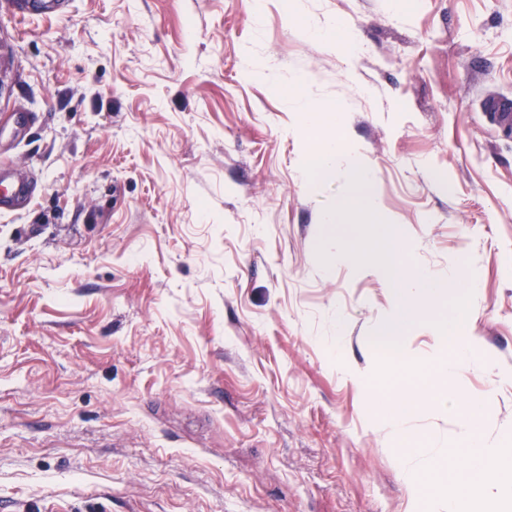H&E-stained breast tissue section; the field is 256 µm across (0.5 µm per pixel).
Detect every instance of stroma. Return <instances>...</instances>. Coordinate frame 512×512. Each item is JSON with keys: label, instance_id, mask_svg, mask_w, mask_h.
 Here are the masks:
<instances>
[{"label": "stroma", "instance_id": "1", "mask_svg": "<svg viewBox=\"0 0 512 512\" xmlns=\"http://www.w3.org/2000/svg\"><path fill=\"white\" fill-rule=\"evenodd\" d=\"M13 2L0 159L34 194L0 213V512H420L379 405L405 387L372 381L394 283L321 221L345 177L303 174L330 136L442 284L410 305L412 356L462 324L486 361L431 389L512 433V134L488 116L512 108V0ZM336 21L352 60L311 33ZM287 97L296 106L297 112H302L310 122H319L323 117V106L320 102L307 98L298 86H288Z\"/></svg>", "mask_w": 512, "mask_h": 512}]
</instances>
